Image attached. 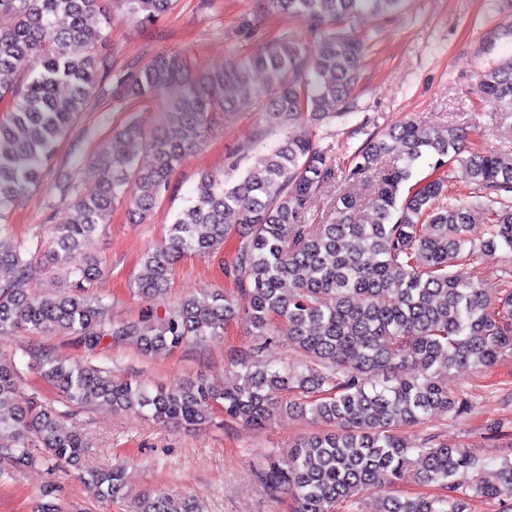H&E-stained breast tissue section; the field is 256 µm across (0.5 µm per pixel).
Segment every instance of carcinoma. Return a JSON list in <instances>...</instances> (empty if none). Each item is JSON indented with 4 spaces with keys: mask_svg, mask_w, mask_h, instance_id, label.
I'll list each match as a JSON object with an SVG mask.
<instances>
[{
    "mask_svg": "<svg viewBox=\"0 0 512 512\" xmlns=\"http://www.w3.org/2000/svg\"><path fill=\"white\" fill-rule=\"evenodd\" d=\"M117 2L125 18L141 24L172 6V0ZM402 2L267 0L319 34L313 57L301 43L281 39L218 72L196 73L186 58L168 54L120 78L123 94L140 102L163 97L172 85L181 93L165 102L152 130L132 119L108 136L95 155L99 175L93 186L67 188L75 217L52 227L41 261L46 270L72 280V291L26 294L29 242L0 224V270L9 272L0 281V332L72 335L89 355L83 362H65L45 346L25 351L27 367L58 391L59 409L37 392L19 400L20 371L0 354V479L66 464L93 499L125 500L129 512H203L190 495L129 494L122 462L84 469L92 443L66 420L97 400L185 429L219 427L226 420L263 428L282 412L309 413L327 429L285 452H269L259 466L257 478L272 499L290 498L293 512H332L337 503L370 493L374 512H464L452 478L477 469L474 451L428 438L414 443L399 428L422 424L439 411L467 409L448 394V370L481 371L512 355V282L504 281L492 298L455 270L500 250L512 253V205H498L488 195L512 192V150H473L467 133L454 125L433 129L403 122L368 139L343 171L345 182H368L369 213L359 215V200L344 193L325 224H306L304 215L337 171L328 152L308 136L283 135L236 182L203 172L164 240L146 254L135 293L145 301L166 295L178 258L208 257L224 244L230 213L237 219L230 270L236 292L216 289L184 298L157 324L150 311L136 320L112 321L92 291L101 261L83 254L109 222L115 203L126 202L133 220L152 212L212 115L256 97L251 72L265 74L266 111L285 129L303 118L320 125L344 116L337 107L357 81L365 43L339 24L357 15L395 12ZM97 12L98 0H0V14L13 19L9 29L0 30V101H6L0 117V208L39 185L58 143L107 71L97 58ZM23 62L31 67L19 82L15 73ZM474 92L512 119V56L483 69ZM138 150L152 155L151 166L137 165ZM391 153L393 164L381 166ZM422 160L431 172L411 185L412 170ZM455 164L465 166L479 188L467 201L448 197V167ZM477 214L485 216L489 236L475 245L469 232ZM241 312L257 341L233 362L238 382L231 387L203 380H118L102 366L105 350L130 339L146 358L198 345L223 335ZM282 337L301 364L263 362ZM413 472L443 493L391 491ZM472 490L512 512V459L500 463L495 482L478 480ZM37 512H65L55 483L40 490Z\"/></svg>",
    "mask_w": 512,
    "mask_h": 512,
    "instance_id": "obj_1",
    "label": "carcinoma"
}]
</instances>
